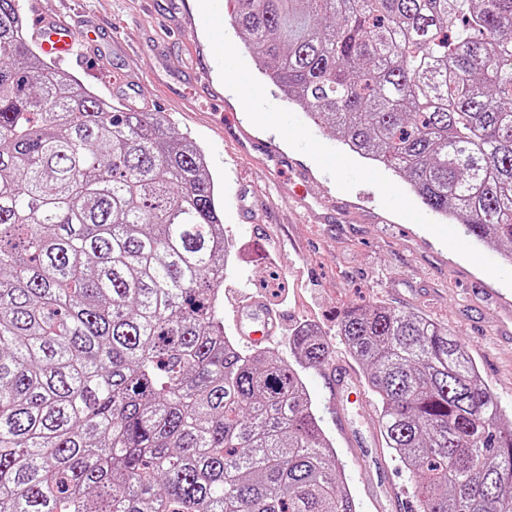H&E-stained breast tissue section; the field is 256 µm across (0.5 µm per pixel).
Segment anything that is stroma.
I'll return each instance as SVG.
<instances>
[{
    "label": "stroma",
    "mask_w": 512,
    "mask_h": 512,
    "mask_svg": "<svg viewBox=\"0 0 512 512\" xmlns=\"http://www.w3.org/2000/svg\"><path fill=\"white\" fill-rule=\"evenodd\" d=\"M34 2L73 27L89 16L110 28L111 46L87 53L70 74L113 103L168 113L204 151L237 251L224 273L227 336L236 334L234 307L261 300L279 315L273 346L282 356L293 328L309 323L343 365L337 329L348 307L419 313L466 345L512 418V317L503 305L512 300V267L462 224L441 222L395 173L349 153L282 101L240 50L225 0ZM247 136L269 153L244 156ZM303 380L358 512H394L390 501L372 503L369 488L382 477L408 496L413 475L385 451L383 475L365 470L327 416L319 372L306 370Z\"/></svg>",
    "instance_id": "35a3bbf8"
}]
</instances>
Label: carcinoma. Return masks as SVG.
I'll return each mask as SVG.
<instances>
[{"label":"carcinoma","instance_id":"carcinoma-1","mask_svg":"<svg viewBox=\"0 0 512 512\" xmlns=\"http://www.w3.org/2000/svg\"><path fill=\"white\" fill-rule=\"evenodd\" d=\"M259 72L512 262V0H227ZM203 151L32 49L0 0V512H357L295 363L224 335ZM420 512H512V424L462 341L338 324Z\"/></svg>","mask_w":512,"mask_h":512}]
</instances>
